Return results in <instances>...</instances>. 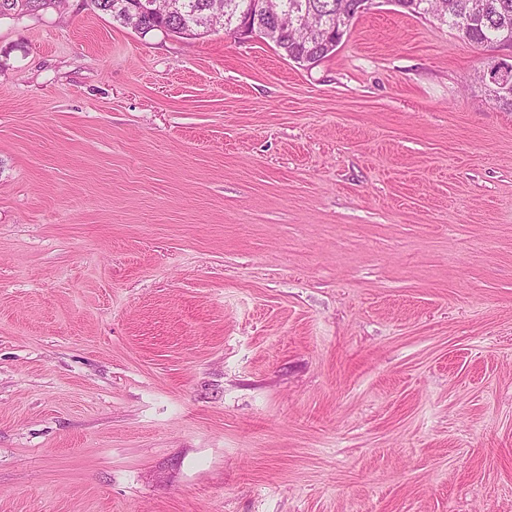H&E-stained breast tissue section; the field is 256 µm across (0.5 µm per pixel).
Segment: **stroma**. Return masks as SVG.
Wrapping results in <instances>:
<instances>
[{"label": "stroma", "mask_w": 512, "mask_h": 512, "mask_svg": "<svg viewBox=\"0 0 512 512\" xmlns=\"http://www.w3.org/2000/svg\"><path fill=\"white\" fill-rule=\"evenodd\" d=\"M374 0L307 69L0 20V512H512V112Z\"/></svg>", "instance_id": "1"}]
</instances>
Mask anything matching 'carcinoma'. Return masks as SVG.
<instances>
[{"instance_id": "carcinoma-1", "label": "carcinoma", "mask_w": 512, "mask_h": 512, "mask_svg": "<svg viewBox=\"0 0 512 512\" xmlns=\"http://www.w3.org/2000/svg\"><path fill=\"white\" fill-rule=\"evenodd\" d=\"M185 5L179 15L163 13L162 4L146 10V0H90L93 9L109 15L122 26L139 29L147 35L153 31L174 32L184 25L196 23L203 35L225 27L224 15L215 7V0H181ZM234 17L250 12L257 35L271 41L289 60L304 62L305 67L317 65L334 53L359 13L355 0H284L289 7L309 9L323 24L324 32L311 37L292 29L270 30L276 21L263 12L252 10L253 0H223ZM403 13L430 15L458 33L459 38L473 46L492 51L512 43V0H394ZM489 100L512 111V59L488 55L476 73Z\"/></svg>"}]
</instances>
